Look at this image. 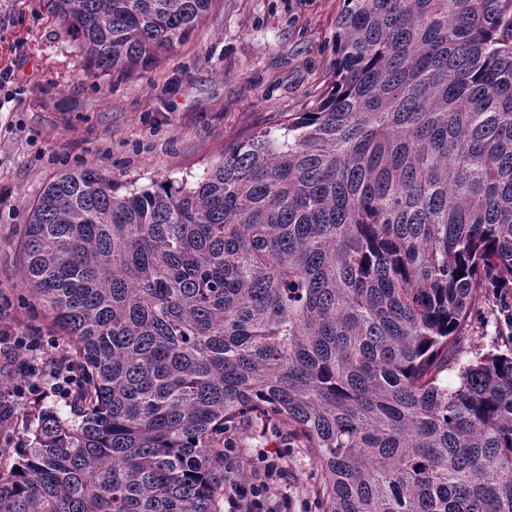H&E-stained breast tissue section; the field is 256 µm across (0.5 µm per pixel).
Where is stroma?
Masks as SVG:
<instances>
[{"mask_svg": "<svg viewBox=\"0 0 512 512\" xmlns=\"http://www.w3.org/2000/svg\"><path fill=\"white\" fill-rule=\"evenodd\" d=\"M342 0H213L186 40L131 72L88 70L52 0H0V294L17 327H45L16 268L34 201L60 170L93 167L121 185L194 181L224 149L277 136L330 81ZM234 480L263 451L285 448L279 488L291 512H315L317 467L301 448L242 434Z\"/></svg>", "mask_w": 512, "mask_h": 512, "instance_id": "1", "label": "stroma"}]
</instances>
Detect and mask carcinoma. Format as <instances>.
<instances>
[{
    "label": "carcinoma",
    "mask_w": 512,
    "mask_h": 512,
    "mask_svg": "<svg viewBox=\"0 0 512 512\" xmlns=\"http://www.w3.org/2000/svg\"><path fill=\"white\" fill-rule=\"evenodd\" d=\"M127 72L212 0H54ZM331 82L195 182L63 170L18 275L75 378L0 512H220L257 418L318 512H512V0H344ZM495 335L465 349L475 307Z\"/></svg>",
    "instance_id": "1"
}]
</instances>
